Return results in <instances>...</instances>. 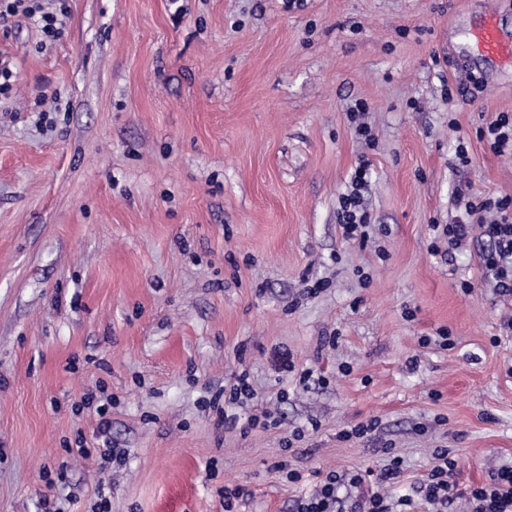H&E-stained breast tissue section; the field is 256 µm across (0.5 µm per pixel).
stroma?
Listing matches in <instances>:
<instances>
[{
	"mask_svg": "<svg viewBox=\"0 0 512 512\" xmlns=\"http://www.w3.org/2000/svg\"><path fill=\"white\" fill-rule=\"evenodd\" d=\"M66 5L53 42L0 23V512H292L386 447L400 495L438 448L462 489L512 467V295L480 231L431 250L457 188L512 198V156L478 137L512 113V72L456 41L488 7L512 34V0ZM363 158L360 243L338 208ZM286 459L301 481L270 471Z\"/></svg>",
	"mask_w": 512,
	"mask_h": 512,
	"instance_id": "35a3bbf8",
	"label": "stroma"
}]
</instances>
